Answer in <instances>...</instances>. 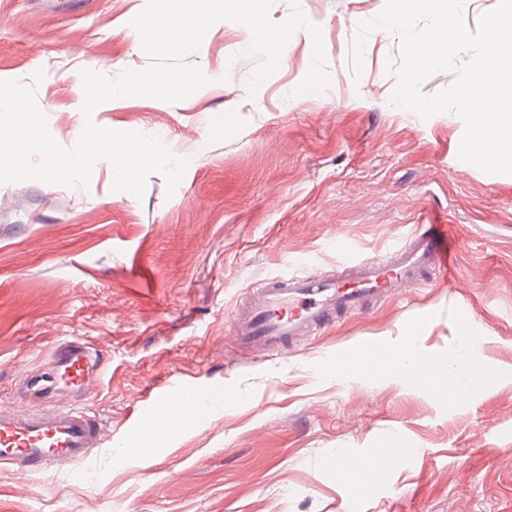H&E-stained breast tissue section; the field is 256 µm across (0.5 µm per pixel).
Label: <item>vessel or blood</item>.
Wrapping results in <instances>:
<instances>
[{"label": "vessel or blood", "instance_id": "b4317fda", "mask_svg": "<svg viewBox=\"0 0 512 512\" xmlns=\"http://www.w3.org/2000/svg\"><path fill=\"white\" fill-rule=\"evenodd\" d=\"M438 235L411 234L383 258H365L328 275L269 277L253 289L232 332L242 345L259 352L303 342L333 315L380 301L399 288L421 286L431 272L447 270ZM90 343L76 338L59 344L52 362L70 399L29 412H0V464L30 476L86 461L109 439L104 422L81 403L96 368ZM152 416L177 423L167 393H147Z\"/></svg>", "mask_w": 512, "mask_h": 512}]
</instances>
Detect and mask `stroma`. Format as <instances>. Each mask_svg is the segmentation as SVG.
I'll list each match as a JSON object with an SVG mask.
<instances>
[{
  "label": "stroma",
  "mask_w": 512,
  "mask_h": 512,
  "mask_svg": "<svg viewBox=\"0 0 512 512\" xmlns=\"http://www.w3.org/2000/svg\"><path fill=\"white\" fill-rule=\"evenodd\" d=\"M385 2L300 0L322 30L321 92L296 91L312 57L307 30L251 93V36L221 21L190 57L207 85L178 103L102 104L99 126L188 158L174 195L158 174L142 197L113 191L105 160L86 190L0 185V407H38L26 380L57 344L100 340L101 380L82 403L112 432L90 460L50 477L23 482L0 467V512H346L336 462L391 448L409 455L380 474L360 512H512V175L459 159L458 115L391 106L395 35L372 32L353 75L357 25ZM145 5L84 0L70 12L0 0V80L35 84L63 147L84 126L82 70L148 66L130 25ZM431 224L458 244L451 275L396 289L285 351L233 340V315L262 280L381 258ZM459 320L476 331L473 348L456 336ZM407 343L484 359L498 376L482 389L460 378V398L445 402L346 367L359 350ZM174 379L206 391L189 426L135 415L143 391Z\"/></svg>",
  "instance_id": "1"
}]
</instances>
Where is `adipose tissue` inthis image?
<instances>
[{
  "instance_id": "ef3b65f1",
  "label": "adipose tissue",
  "mask_w": 512,
  "mask_h": 512,
  "mask_svg": "<svg viewBox=\"0 0 512 512\" xmlns=\"http://www.w3.org/2000/svg\"><path fill=\"white\" fill-rule=\"evenodd\" d=\"M429 365L435 371L433 378V394L439 399H453L459 393L457 377L466 373L472 383L484 386L494 380V368L480 359H469L457 362L436 356L420 357L411 347L389 350L384 354H376L370 350H362L349 363L351 369L373 378L405 380L413 385H420L422 365Z\"/></svg>"
}]
</instances>
